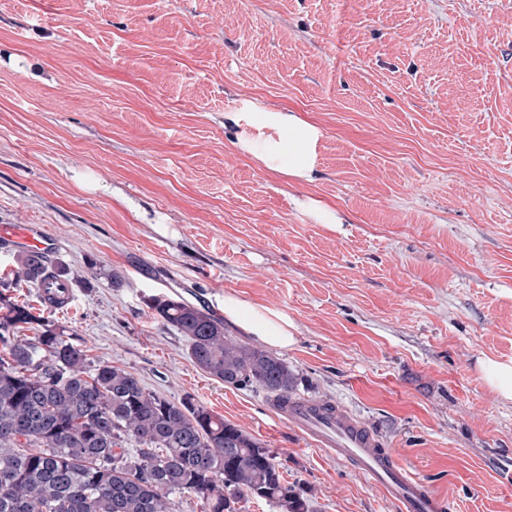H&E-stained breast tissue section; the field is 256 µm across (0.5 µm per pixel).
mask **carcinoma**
Here are the masks:
<instances>
[{
  "label": "carcinoma",
  "mask_w": 512,
  "mask_h": 512,
  "mask_svg": "<svg viewBox=\"0 0 512 512\" xmlns=\"http://www.w3.org/2000/svg\"><path fill=\"white\" fill-rule=\"evenodd\" d=\"M17 263L14 279H0V512H172L175 492L195 494L203 512H240L236 504L249 497L308 512L258 439L203 405L151 394L125 369L91 361L79 337L14 300L10 289L21 282L69 279L46 256L21 253ZM149 307L211 377L281 399L294 394L287 362L225 335L209 312L168 296ZM32 323L40 335H18Z\"/></svg>",
  "instance_id": "cac0c4a2"
}]
</instances>
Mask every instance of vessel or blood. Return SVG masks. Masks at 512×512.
Here are the masks:
<instances>
[{
  "instance_id": "obj_1",
  "label": "vessel or blood",
  "mask_w": 512,
  "mask_h": 512,
  "mask_svg": "<svg viewBox=\"0 0 512 512\" xmlns=\"http://www.w3.org/2000/svg\"><path fill=\"white\" fill-rule=\"evenodd\" d=\"M0 239L16 251L46 256L55 240L40 224H4ZM278 414L291 428L323 448L337 461L366 477L401 512H444L445 501L413 475L394 449L346 406L331 401L294 396L275 401Z\"/></svg>"
}]
</instances>
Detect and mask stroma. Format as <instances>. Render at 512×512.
<instances>
[{
  "label": "stroma",
  "mask_w": 512,
  "mask_h": 512,
  "mask_svg": "<svg viewBox=\"0 0 512 512\" xmlns=\"http://www.w3.org/2000/svg\"><path fill=\"white\" fill-rule=\"evenodd\" d=\"M316 125V171L269 170L231 112ZM332 210L330 227L314 216ZM58 241L71 298L17 300L93 360L271 448L310 512H396L218 382L149 307L286 314L298 394L339 402L448 512H512V0H0V225ZM478 366L485 382L502 398L512 400V363L485 358L479 362Z\"/></svg>",
  "instance_id": "1"
}]
</instances>
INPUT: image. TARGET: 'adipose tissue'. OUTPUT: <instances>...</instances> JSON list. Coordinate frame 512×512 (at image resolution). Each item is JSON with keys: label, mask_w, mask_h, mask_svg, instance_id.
<instances>
[{"label": "adipose tissue", "mask_w": 512, "mask_h": 512, "mask_svg": "<svg viewBox=\"0 0 512 512\" xmlns=\"http://www.w3.org/2000/svg\"><path fill=\"white\" fill-rule=\"evenodd\" d=\"M239 129L271 128L278 137L269 141L263 157L266 165L291 177L311 179L315 171L320 131L291 112H236L231 117ZM225 320L264 344L284 349L295 341L294 325L282 312L239 298L224 296Z\"/></svg>", "instance_id": "ef3b65f1"}]
</instances>
